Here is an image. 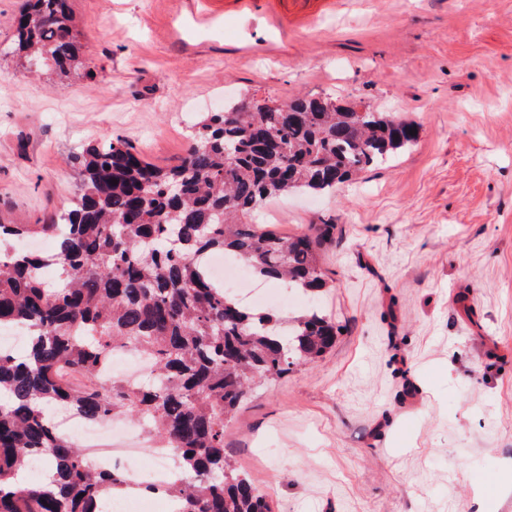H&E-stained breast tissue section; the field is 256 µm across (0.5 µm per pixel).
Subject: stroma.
Segmentation results:
<instances>
[{"label":"stroma","mask_w":512,"mask_h":512,"mask_svg":"<svg viewBox=\"0 0 512 512\" xmlns=\"http://www.w3.org/2000/svg\"><path fill=\"white\" fill-rule=\"evenodd\" d=\"M93 78L0 55V222L49 224L67 158L186 155L216 104L366 103L417 141L335 194L252 214L333 230L316 362L260 386L224 447L273 512H512V0H71Z\"/></svg>","instance_id":"stroma-1"}]
</instances>
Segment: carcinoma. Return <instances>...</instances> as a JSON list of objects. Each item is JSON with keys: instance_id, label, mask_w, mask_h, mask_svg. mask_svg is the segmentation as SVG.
<instances>
[{"instance_id": "cac0c4a2", "label": "carcinoma", "mask_w": 512, "mask_h": 512, "mask_svg": "<svg viewBox=\"0 0 512 512\" xmlns=\"http://www.w3.org/2000/svg\"><path fill=\"white\" fill-rule=\"evenodd\" d=\"M12 26L13 52L26 64L60 78L94 76L69 0H25ZM415 128L369 105L254 98L206 113L171 167L145 161L119 136L71 155L80 188L56 223L0 224V328L28 335L22 356L0 350V512H101L108 494L128 485L123 472L88 465L58 433L54 407L142 425L185 476L166 490L178 512H271L224 453V425L253 385L322 356L338 328L316 307L284 320L243 305L211 280L204 259L235 255L256 278L320 293L330 225L284 235L252 223V211L296 191H336L414 144ZM38 232L56 240L51 252L15 245ZM48 267L57 281L43 277ZM118 346L152 360L149 383L101 380L99 364ZM36 457L51 479L18 485Z\"/></svg>"}]
</instances>
